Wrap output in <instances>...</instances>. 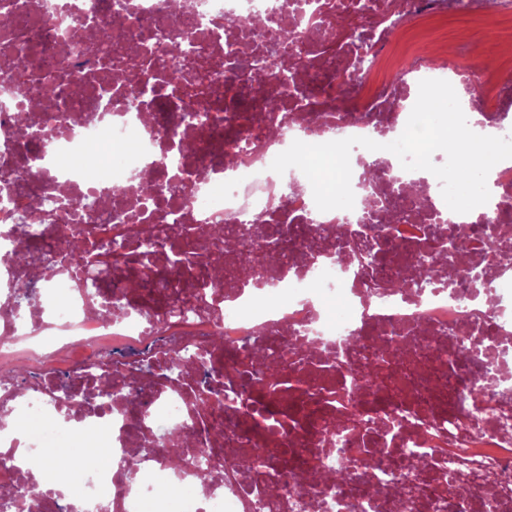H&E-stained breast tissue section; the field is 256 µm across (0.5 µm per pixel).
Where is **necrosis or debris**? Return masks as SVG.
I'll return each instance as SVG.
<instances>
[{
  "label": "necrosis or debris",
  "instance_id": "necrosis-or-debris-1",
  "mask_svg": "<svg viewBox=\"0 0 512 512\" xmlns=\"http://www.w3.org/2000/svg\"><path fill=\"white\" fill-rule=\"evenodd\" d=\"M166 2L0 0V86L11 90L0 106V279L33 278L36 293L24 308L0 298V488L28 502L49 488L33 472L52 462L43 435L29 431L35 410L72 444L107 438L115 458L145 417L147 438L188 434L182 470L203 464L212 472L185 505L165 494L172 473L159 456L143 458L132 480L112 465H82L59 512H474L478 498L490 500L487 512H512V424H503L512 421V165L491 169L488 203L464 214L447 207L437 178L404 170L383 150L352 148L350 210L319 211L299 169H270L296 140L385 142L406 126L411 83L444 73L465 114L512 138L500 102L512 73L462 54L391 58L403 23L440 11L441 0H374L365 16L356 0H176L173 12ZM117 14L125 24L111 39L92 37ZM284 28L289 62L279 47ZM361 28L368 53L355 71L351 34ZM174 42L184 47L175 56ZM106 56L135 83L112 82L98 66ZM261 84L282 85L275 110L255 98ZM473 86L479 97H470ZM143 183L155 185L152 199L140 195ZM120 184L126 194L113 196ZM45 196L57 198L55 208H34ZM135 213L161 241H196L187 275L173 274L158 252L154 278L166 290L146 278L132 246ZM260 223L290 234L229 257L224 271L237 280L224 289L207 265L224 240L208 229ZM337 224L375 243L404 238L413 246L430 226L467 224L506 259L479 284L435 282L407 297L387 289L388 265L358 279L354 254L329 234ZM78 231L128 244L100 284L124 302L120 318L76 287L80 254L37 274L56 239ZM21 240L25 265L15 254ZM297 336L306 352L295 351ZM257 344L276 358L278 385L253 359ZM126 347L158 359L186 349L221 360L226 396L210 399L214 419L201 422L189 401L190 376L179 386L155 379L132 410L115 393L100 413L84 407L82 392L55 396L65 374L130 373L132 358L118 354ZM14 360L37 374L38 389L12 376ZM475 383L484 388L476 398ZM392 420L402 431L382 435L369 485L296 482L310 469H353L367 457V428ZM258 443L268 453L257 481L239 462Z\"/></svg>",
  "mask_w": 512,
  "mask_h": 512
}]
</instances>
